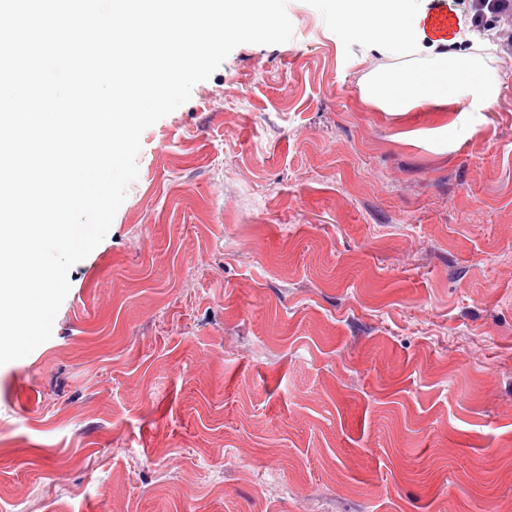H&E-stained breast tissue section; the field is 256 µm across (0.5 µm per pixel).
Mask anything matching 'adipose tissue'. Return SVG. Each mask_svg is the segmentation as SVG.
Instances as JSON below:
<instances>
[{"mask_svg":"<svg viewBox=\"0 0 512 512\" xmlns=\"http://www.w3.org/2000/svg\"><path fill=\"white\" fill-rule=\"evenodd\" d=\"M343 30L376 52L401 60L361 74L359 102L377 112H486L497 105L500 74L481 54L459 52L457 35L427 37L417 0H326Z\"/></svg>","mask_w":512,"mask_h":512,"instance_id":"obj_1","label":"adipose tissue"}]
</instances>
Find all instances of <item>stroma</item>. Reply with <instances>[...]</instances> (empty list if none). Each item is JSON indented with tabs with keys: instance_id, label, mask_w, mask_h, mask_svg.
<instances>
[{
	"instance_id": "35a3bbf8",
	"label": "stroma",
	"mask_w": 512,
	"mask_h": 512,
	"mask_svg": "<svg viewBox=\"0 0 512 512\" xmlns=\"http://www.w3.org/2000/svg\"><path fill=\"white\" fill-rule=\"evenodd\" d=\"M287 13L143 132L0 365V512H512V74L374 112L379 55Z\"/></svg>"
}]
</instances>
